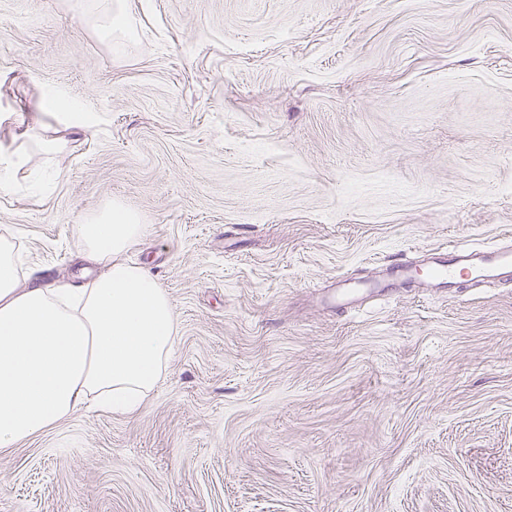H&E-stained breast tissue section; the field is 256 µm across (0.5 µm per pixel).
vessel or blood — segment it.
<instances>
[{
    "mask_svg": "<svg viewBox=\"0 0 512 512\" xmlns=\"http://www.w3.org/2000/svg\"><path fill=\"white\" fill-rule=\"evenodd\" d=\"M488 284L512 282V243L487 248L451 246L446 251H430L424 267L408 260L381 266L372 278L352 281L341 277L327 286L323 297L328 306L348 310L368 295L394 284H412L427 292L449 289L459 281Z\"/></svg>",
    "mask_w": 512,
    "mask_h": 512,
    "instance_id": "1",
    "label": "vessel or blood"
}]
</instances>
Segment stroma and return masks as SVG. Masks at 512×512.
<instances>
[{
  "label": "stroma",
  "mask_w": 512,
  "mask_h": 512,
  "mask_svg": "<svg viewBox=\"0 0 512 512\" xmlns=\"http://www.w3.org/2000/svg\"><path fill=\"white\" fill-rule=\"evenodd\" d=\"M0 0V191L25 282H77L74 226L146 224L177 317L138 413L0 449V512H512V283L339 312L391 257L512 237V0Z\"/></svg>",
  "instance_id": "stroma-1"
}]
</instances>
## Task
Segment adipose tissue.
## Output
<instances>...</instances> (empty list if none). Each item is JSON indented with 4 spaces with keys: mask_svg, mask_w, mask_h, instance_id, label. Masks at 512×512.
Here are the masks:
<instances>
[{
    "mask_svg": "<svg viewBox=\"0 0 512 512\" xmlns=\"http://www.w3.org/2000/svg\"><path fill=\"white\" fill-rule=\"evenodd\" d=\"M75 233L100 268L83 288L20 287L14 245L0 240V449L84 410L135 414L167 369L174 307L123 258L145 225L115 201Z\"/></svg>",
    "mask_w": 512,
    "mask_h": 512,
    "instance_id": "obj_1",
    "label": "adipose tissue"
}]
</instances>
